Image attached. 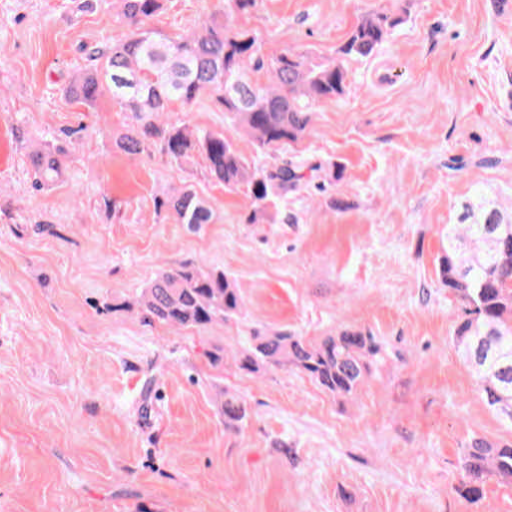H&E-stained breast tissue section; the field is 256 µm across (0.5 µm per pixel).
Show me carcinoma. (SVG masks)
<instances>
[{"mask_svg":"<svg viewBox=\"0 0 512 512\" xmlns=\"http://www.w3.org/2000/svg\"><path fill=\"white\" fill-rule=\"evenodd\" d=\"M227 2L223 15L171 38L152 27L162 0H117L115 21L127 33L87 52L67 96L88 107L107 96L119 111L129 113L130 122L116 139L126 155L158 153L180 165L200 157L213 181L228 190L247 187L252 198L248 223L258 224L278 195L300 185L301 168L258 166L224 133L186 121L171 123L165 115L175 104L188 108L209 101L259 152H274L303 136L316 103L346 94L348 76L342 63L295 49L266 58L250 31L226 23L236 13L255 11L258 0ZM399 23L401 18L385 13L363 16L339 47V56H370ZM26 158L37 187L55 182L65 169L60 151L45 144L31 145ZM155 209L175 224L213 221L209 202L189 185L155 198ZM459 221L460 230L448 233V252L440 257L438 270L441 283L465 306L454 340L484 404L512 424V210L466 203ZM134 305L148 324L202 329L219 321L238 322L244 299L224 271L183 264L161 269L134 303H126ZM383 360L376 337L348 330L319 341L256 332L235 355L244 374L294 368L338 397L352 395ZM246 418L245 401L224 394V426L237 428ZM461 468L465 479L456 491L478 503L489 477L512 483V443L494 446L474 438L463 449Z\"/></svg>","mask_w":512,"mask_h":512,"instance_id":"carcinoma-1","label":"carcinoma"}]
</instances>
